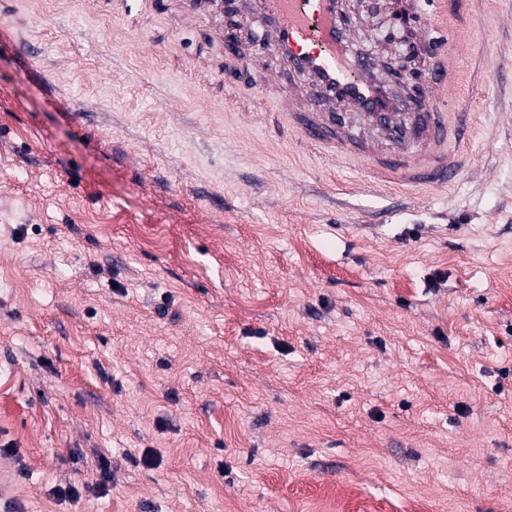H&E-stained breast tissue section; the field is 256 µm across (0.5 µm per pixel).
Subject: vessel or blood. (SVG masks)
<instances>
[{
	"instance_id": "obj_1",
	"label": "vessel or blood",
	"mask_w": 512,
	"mask_h": 512,
	"mask_svg": "<svg viewBox=\"0 0 512 512\" xmlns=\"http://www.w3.org/2000/svg\"><path fill=\"white\" fill-rule=\"evenodd\" d=\"M242 22L260 23L289 67L305 75L304 84L289 90L288 101L307 106L289 113L288 122L306 139L370 163L386 182L402 187L442 185L458 171L462 158L448 149L453 68L437 71L429 111L408 114L389 88L388 70H373L357 53L339 0H252ZM354 118L379 131L382 142L352 139Z\"/></svg>"
}]
</instances>
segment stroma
<instances>
[{"mask_svg": "<svg viewBox=\"0 0 512 512\" xmlns=\"http://www.w3.org/2000/svg\"><path fill=\"white\" fill-rule=\"evenodd\" d=\"M189 1L0 0V512H512V0L458 43L426 0L465 163L385 190ZM386 3L344 2L380 63ZM112 481V461L106 455H100L96 465V479L94 484L81 483L76 484L75 482L69 483L65 487L58 489L61 496L70 498H80L82 490H89L96 488L100 491H106L109 483Z\"/></svg>", "mask_w": 512, "mask_h": 512, "instance_id": "stroma-1", "label": "stroma"}]
</instances>
